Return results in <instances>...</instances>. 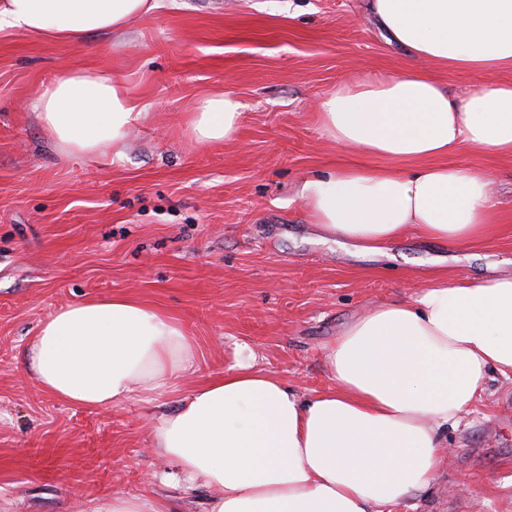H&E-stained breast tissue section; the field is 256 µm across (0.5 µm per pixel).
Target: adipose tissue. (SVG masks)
<instances>
[{"mask_svg":"<svg viewBox=\"0 0 512 512\" xmlns=\"http://www.w3.org/2000/svg\"><path fill=\"white\" fill-rule=\"evenodd\" d=\"M159 0H0V31L78 42L121 29ZM381 26L417 59L451 71L512 67V0H370ZM242 104L204 99L189 121L200 143L231 138ZM62 153L121 155L144 117L124 85L87 71L58 78L35 104ZM334 143L375 157L317 172L299 198L333 239L378 251L410 233L468 244L490 230L491 176L449 163L466 149L512 156V82L453 98L430 75L365 76L322 97ZM29 373L43 392L88 409L160 401L194 366L173 316L115 296L61 308L40 326ZM331 389L304 395L240 358L152 424L174 481L210 492L209 512H384L435 482L442 427L457 423L491 374L512 376V275L448 281L370 306L326 352ZM92 512H173L153 494L115 495Z\"/></svg>","mask_w":512,"mask_h":512,"instance_id":"ef3b65f1","label":"adipose tissue"}]
</instances>
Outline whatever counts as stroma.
<instances>
[{"mask_svg": "<svg viewBox=\"0 0 512 512\" xmlns=\"http://www.w3.org/2000/svg\"><path fill=\"white\" fill-rule=\"evenodd\" d=\"M367 0H162L119 33L81 42L0 32V512H87L115 494L208 512L209 493L149 483L155 403L91 410L39 390L27 349L58 309L127 296L177 318L194 373L165 401L221 374L241 350L301 393L330 387L326 349L373 304L410 297L432 273L512 272V158L461 152L488 171L493 233L463 247L406 234L368 251L325 240L299 200L312 173L355 160L320 130L316 104L361 76L423 70L454 97L512 69L451 72L414 59ZM70 71L123 83L148 117L120 157L61 155L34 101ZM242 105L230 140L194 141L204 98ZM434 487L391 512H512V380L495 378L443 435Z\"/></svg>", "mask_w": 512, "mask_h": 512, "instance_id": "obj_1", "label": "stroma"}]
</instances>
